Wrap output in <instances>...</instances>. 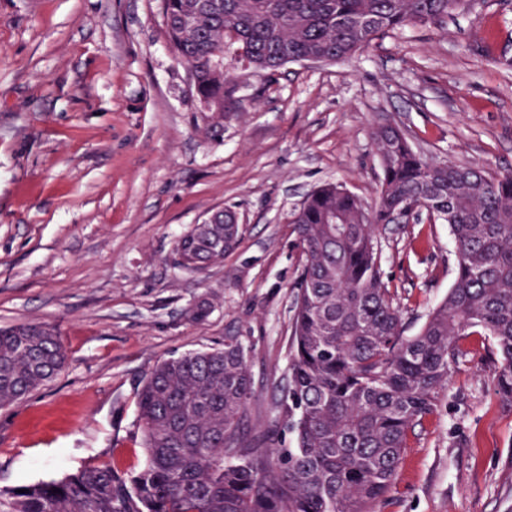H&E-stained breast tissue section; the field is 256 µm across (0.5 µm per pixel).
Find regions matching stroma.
I'll return each mask as SVG.
<instances>
[{
  "label": "stroma",
  "mask_w": 512,
  "mask_h": 512,
  "mask_svg": "<svg viewBox=\"0 0 512 512\" xmlns=\"http://www.w3.org/2000/svg\"><path fill=\"white\" fill-rule=\"evenodd\" d=\"M224 137L205 135L161 0H0V328L44 322L67 351L50 382L0 409V491L94 465L143 462L136 393L157 362L250 346L247 416L281 419L300 248L291 217L335 182L372 202V132L392 122L435 160L512 171V0H474L443 27L377 37L332 64L274 77L231 51ZM234 209L238 248L200 272L172 249ZM380 272L407 334L455 277L448 226L378 235ZM208 300L195 322L188 308ZM465 356L410 435L382 512H512V410L497 399L490 338Z\"/></svg>",
  "instance_id": "obj_1"
}]
</instances>
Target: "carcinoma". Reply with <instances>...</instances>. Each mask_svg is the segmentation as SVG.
<instances>
[{"instance_id": "obj_1", "label": "carcinoma", "mask_w": 512, "mask_h": 512, "mask_svg": "<svg viewBox=\"0 0 512 512\" xmlns=\"http://www.w3.org/2000/svg\"><path fill=\"white\" fill-rule=\"evenodd\" d=\"M469 2L162 0V17L205 110V133L220 139L233 87L215 61L228 47L272 77L300 59L347 60L389 31L440 26ZM372 139L381 164L373 205L327 183L294 214L301 265L284 400L294 447L274 430L248 431L247 347L228 336L222 348L172 356L144 377L140 468L104 464L0 493V512H381L409 435L464 356L463 336L495 343L494 392L512 409V172L429 159L391 122ZM404 208L446 222L456 256L448 295L413 336L378 263L377 235ZM235 218L224 208L192 225L175 245L177 265L197 272L223 262L241 241ZM65 361L49 325L0 330V408Z\"/></svg>"}]
</instances>
